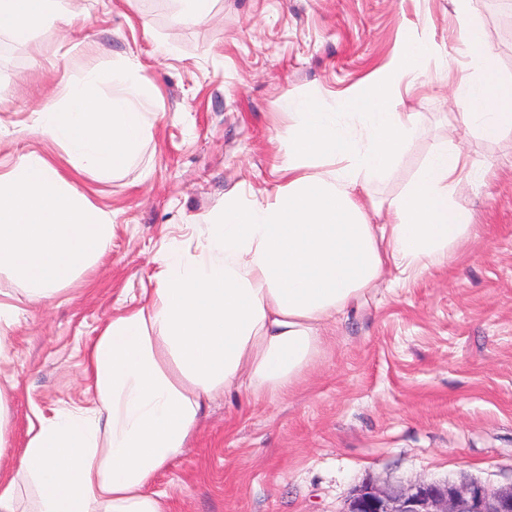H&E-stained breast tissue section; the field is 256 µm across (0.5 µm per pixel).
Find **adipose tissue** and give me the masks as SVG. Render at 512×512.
<instances>
[{
	"label": "adipose tissue",
	"mask_w": 512,
	"mask_h": 512,
	"mask_svg": "<svg viewBox=\"0 0 512 512\" xmlns=\"http://www.w3.org/2000/svg\"><path fill=\"white\" fill-rule=\"evenodd\" d=\"M56 7L0 0V30L29 42ZM462 36L478 52L452 94L467 108L464 121L494 139L512 130V79L480 52L475 23ZM426 52L406 43L366 92L339 105L286 100L287 184L263 198L225 195L199 254L160 250L151 305L113 318L88 350L92 406L40 419L11 461L0 436V512H20L26 486L36 493L35 512H170L149 486L183 453L202 395L235 384L290 390L321 352L327 322L385 266L404 275L447 261L471 223L453 199L465 162L447 143L390 204L388 223H370L357 200L416 132L392 84L422 76ZM107 83L117 91L105 99ZM151 106L149 89L117 65L73 82L62 106L37 111L35 128L62 146L75 170L105 180L137 155ZM344 112L363 119L366 136L341 122ZM308 160L324 171L304 173Z\"/></svg>",
	"instance_id": "1"
}]
</instances>
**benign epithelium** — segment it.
Masks as SVG:
<instances>
[{"label":"benign epithelium","instance_id":"1","mask_svg":"<svg viewBox=\"0 0 512 512\" xmlns=\"http://www.w3.org/2000/svg\"><path fill=\"white\" fill-rule=\"evenodd\" d=\"M344 512H512V485L418 479L407 485L366 482L356 488Z\"/></svg>","mask_w":512,"mask_h":512}]
</instances>
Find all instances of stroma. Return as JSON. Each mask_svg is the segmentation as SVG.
Segmentation results:
<instances>
[{"label": "stroma", "instance_id": "1", "mask_svg": "<svg viewBox=\"0 0 512 512\" xmlns=\"http://www.w3.org/2000/svg\"><path fill=\"white\" fill-rule=\"evenodd\" d=\"M470 8L483 49L512 77V0ZM60 12L0 63V172L23 153L45 155L111 215L112 243L51 300H31L0 272V301L19 310L0 322L11 456L40 418L86 405V350L112 318L150 305L161 247L198 252L225 194L284 185L273 167L288 152L284 99H344L414 40L430 48L427 70L397 92L417 131L368 185L367 217L387 223L390 202L444 140L479 173L454 193L471 229L444 264L408 279L385 267L287 396L212 391L151 489L172 512H343L367 481L512 485V131L482 137L450 96L474 52L455 0H212L202 19L177 0L158 12L145 0H61ZM123 62L152 91L151 124L138 157L99 181L73 170L33 120L68 84Z\"/></svg>", "mask_w": 512, "mask_h": 512}]
</instances>
